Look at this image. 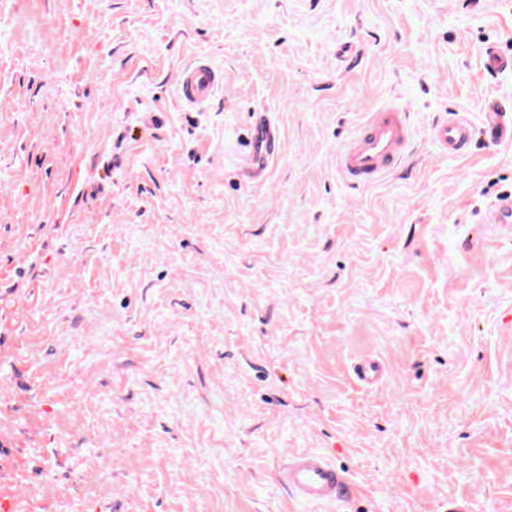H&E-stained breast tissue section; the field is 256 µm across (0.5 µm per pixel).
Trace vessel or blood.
Segmentation results:
<instances>
[{"instance_id":"vessel-or-blood-1","label":"vessel or blood","mask_w":512,"mask_h":512,"mask_svg":"<svg viewBox=\"0 0 512 512\" xmlns=\"http://www.w3.org/2000/svg\"><path fill=\"white\" fill-rule=\"evenodd\" d=\"M224 75L204 57L194 58L177 77V98L188 111L207 108ZM483 134L495 141L512 142V121L496 105L484 115ZM463 118L453 117L431 129L434 144L445 155L465 154L479 132ZM412 139L410 114L388 105L367 115L354 135L336 154V167L353 189L378 184L401 163ZM278 131L267 115H256L245 140L244 161L254 175H261L275 160ZM281 480L291 496L303 504H320L353 496V484L320 453L303 452L288 458Z\"/></svg>"}]
</instances>
